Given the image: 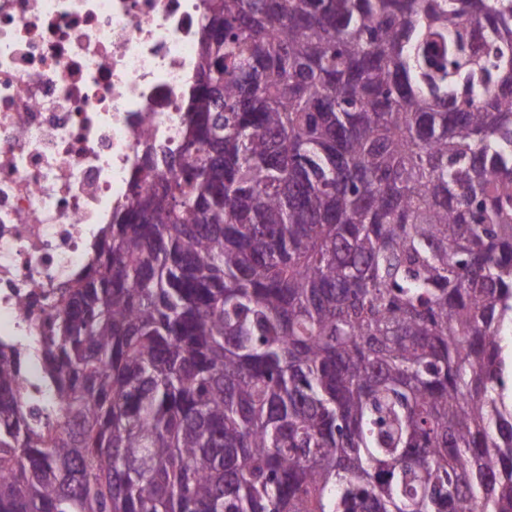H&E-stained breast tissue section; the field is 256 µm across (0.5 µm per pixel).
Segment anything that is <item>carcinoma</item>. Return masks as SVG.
<instances>
[{"label":"carcinoma","mask_w":512,"mask_h":512,"mask_svg":"<svg viewBox=\"0 0 512 512\" xmlns=\"http://www.w3.org/2000/svg\"><path fill=\"white\" fill-rule=\"evenodd\" d=\"M34 348L0 512H512V0H206L177 149ZM22 390L25 396L32 400H38L44 393L40 363L34 358L30 359L27 365Z\"/></svg>","instance_id":"carcinoma-1"}]
</instances>
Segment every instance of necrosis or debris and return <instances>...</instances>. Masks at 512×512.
Listing matches in <instances>:
<instances>
[{"mask_svg":"<svg viewBox=\"0 0 512 512\" xmlns=\"http://www.w3.org/2000/svg\"><path fill=\"white\" fill-rule=\"evenodd\" d=\"M205 0H0V340L27 347L127 201L177 148Z\"/></svg>","mask_w":512,"mask_h":512,"instance_id":"necrosis-or-debris-1","label":"necrosis or debris"}]
</instances>
